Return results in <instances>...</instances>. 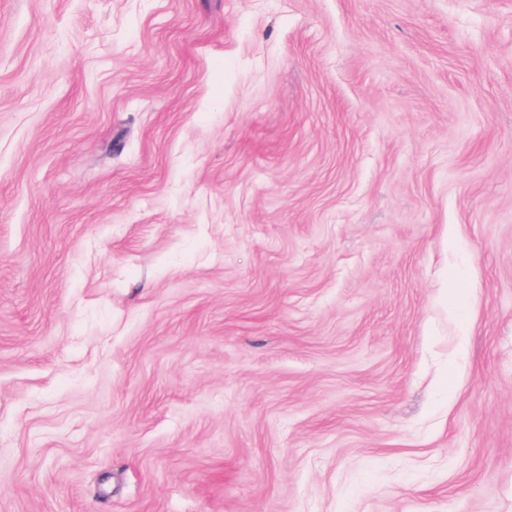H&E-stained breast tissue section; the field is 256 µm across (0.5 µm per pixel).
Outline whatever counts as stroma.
<instances>
[{"label":"stroma","instance_id":"stroma-1","mask_svg":"<svg viewBox=\"0 0 512 512\" xmlns=\"http://www.w3.org/2000/svg\"><path fill=\"white\" fill-rule=\"evenodd\" d=\"M0 512H512V0H0Z\"/></svg>","mask_w":512,"mask_h":512}]
</instances>
